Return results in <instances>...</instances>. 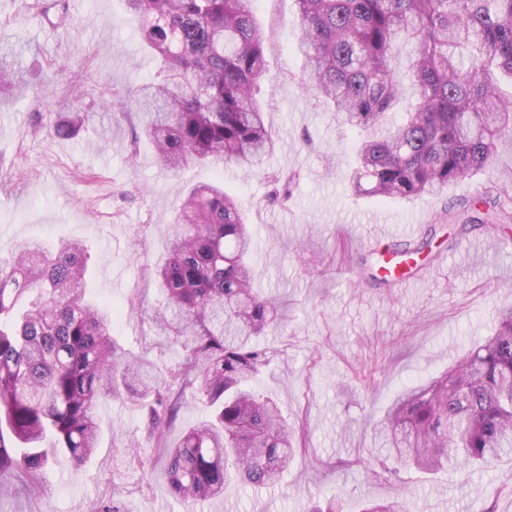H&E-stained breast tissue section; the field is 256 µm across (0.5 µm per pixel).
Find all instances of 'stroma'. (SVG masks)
<instances>
[{
	"label": "stroma",
	"mask_w": 512,
	"mask_h": 512,
	"mask_svg": "<svg viewBox=\"0 0 512 512\" xmlns=\"http://www.w3.org/2000/svg\"><path fill=\"white\" fill-rule=\"evenodd\" d=\"M47 17L20 0H0V51L15 48L27 70L24 95L0 96V252L36 238L52 245L79 239L88 247L89 289L123 308L112 337L124 349L166 369L183 350L158 336L131 301L153 309L162 301L155 271L184 189L220 181L251 225L253 286L275 297L285 313L259 343L270 363L253 383L275 400L306 448L269 488L237 480L197 512H317L338 498L342 512L405 495L408 512H512V460L472 471L403 481L371 479L358 458L371 446L372 426L400 390L448 370L479 339L491 335L501 309L512 308V238L488 228H461L447 217L489 180L512 203V153L492 170L450 185L446 195L411 202L353 195L345 174L357 134L301 83L295 0H258L268 34L259 83L273 146L261 165L192 166L172 175L141 145L128 113L102 111L103 86L119 93L155 74L123 0H43ZM82 106L87 119L73 139L49 131L58 113ZM296 171L285 201L274 198L272 171ZM389 227L375 239V227ZM417 250L413 288L395 279L370 280L386 257ZM101 441L88 465L58 456L47 470L44 497L18 490L11 512H93L104 498L124 512H184L154 472L133 464L128 447L161 449L148 437L138 406L111 400L97 410Z\"/></svg>",
	"instance_id": "stroma-1"
}]
</instances>
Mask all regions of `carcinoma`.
Returning <instances> with one entry per match:
<instances>
[{
  "mask_svg": "<svg viewBox=\"0 0 512 512\" xmlns=\"http://www.w3.org/2000/svg\"><path fill=\"white\" fill-rule=\"evenodd\" d=\"M124 2L157 72L126 97L102 92V107L136 106L138 130L165 172L259 164L272 136L254 96L267 41L257 0ZM296 2L306 87L359 134L354 194L438 196L512 146V95L498 86L512 82V0ZM399 43L410 47L404 66ZM25 86L21 64L0 56V89ZM401 104V123L387 124ZM84 121L76 108L50 131L74 138ZM491 195L488 186L467 203L462 221L504 234L512 211ZM251 245L246 215L224 185L189 188L157 269L164 305L152 313L184 356L161 375L112 340V304L89 293L83 243L28 241L0 255V501L17 481L45 491L44 470L58 454L85 465L109 397L146 410L165 456L158 476L174 497L220 498L232 478L279 481L299 433L273 400L246 389L267 360L257 339L280 316L276 300L252 286ZM188 391L208 415L169 446ZM373 445V459L359 463L375 480L402 467L464 474L512 457V310L444 375L398 395Z\"/></svg>",
  "mask_w": 512,
  "mask_h": 512,
  "instance_id": "obj_1",
  "label": "carcinoma"
}]
</instances>
